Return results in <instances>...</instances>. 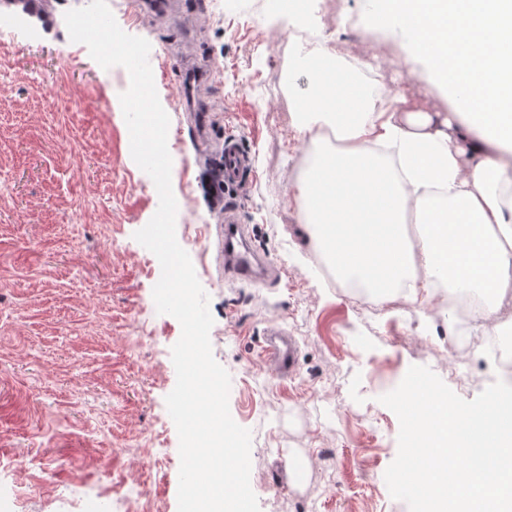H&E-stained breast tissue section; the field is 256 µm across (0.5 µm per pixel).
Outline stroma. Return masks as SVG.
<instances>
[{"label": "stroma", "instance_id": "35a3bbf8", "mask_svg": "<svg viewBox=\"0 0 512 512\" xmlns=\"http://www.w3.org/2000/svg\"><path fill=\"white\" fill-rule=\"evenodd\" d=\"M88 2L48 0L42 16L16 8L0 24V499L13 512H178L179 438L165 398L181 326L157 312L161 266L134 238L159 195L131 156L115 87L127 70L103 69L69 37L65 13ZM154 2L107 0L124 32L151 44L176 236L209 296L231 416L252 432L261 512H408L384 478L400 425L380 396L413 365L467 400L497 374L474 346L457 386L456 348L440 337L453 310L427 316L404 299L362 310L316 250L293 199L309 138L290 115L310 79L290 32L321 30L331 64L374 61L383 91L414 107L444 112L448 100L413 72L402 35L369 28L373 0H172L163 15ZM202 115L251 161L220 199L207 189L213 149L195 142ZM225 205L277 278L225 282ZM274 321L298 343L287 380L260 358Z\"/></svg>", "mask_w": 512, "mask_h": 512}]
</instances>
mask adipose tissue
Returning a JSON list of instances; mask_svg holds the SVG:
<instances>
[{"mask_svg": "<svg viewBox=\"0 0 512 512\" xmlns=\"http://www.w3.org/2000/svg\"><path fill=\"white\" fill-rule=\"evenodd\" d=\"M370 22L406 32L448 109L412 111L398 94L376 107L342 92L324 47L305 49L315 67L295 122L336 142L312 140L294 186L302 217L345 278L425 305L440 283L479 290L474 318L495 333L512 288V0H378Z\"/></svg>", "mask_w": 512, "mask_h": 512, "instance_id": "obj_1", "label": "adipose tissue"}]
</instances>
